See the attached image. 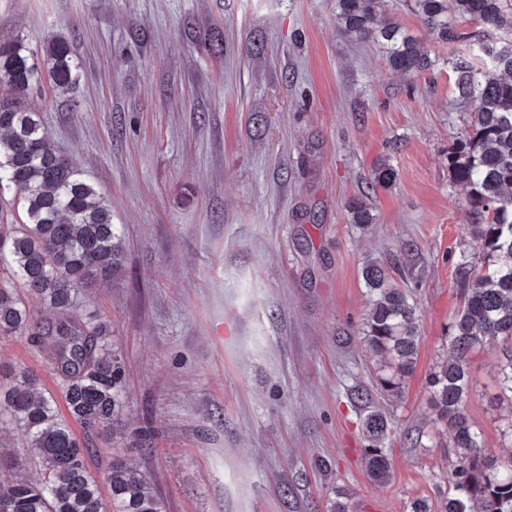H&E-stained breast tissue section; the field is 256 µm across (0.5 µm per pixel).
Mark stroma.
Instances as JSON below:
<instances>
[{"mask_svg": "<svg viewBox=\"0 0 512 512\" xmlns=\"http://www.w3.org/2000/svg\"><path fill=\"white\" fill-rule=\"evenodd\" d=\"M384 8L431 68L393 71L381 43L339 30L336 0H0V40L69 42L70 89L22 104L122 237L111 282L80 289L73 310L106 325L122 366L115 426L73 428L93 475L125 459L166 512H330L342 496L351 512H406L447 492L428 378L448 355L460 257L481 255L448 170L469 108L454 48L415 0ZM382 162L395 170L386 186L372 182ZM370 263L417 306L416 368L398 398L378 392L364 340ZM501 360L495 346L472 356L465 409L504 459ZM23 371L58 393L34 336H0V387ZM371 409L392 426L382 484L365 468ZM40 478L20 432H0V482Z\"/></svg>", "mask_w": 512, "mask_h": 512, "instance_id": "stroma-1", "label": "stroma"}]
</instances>
